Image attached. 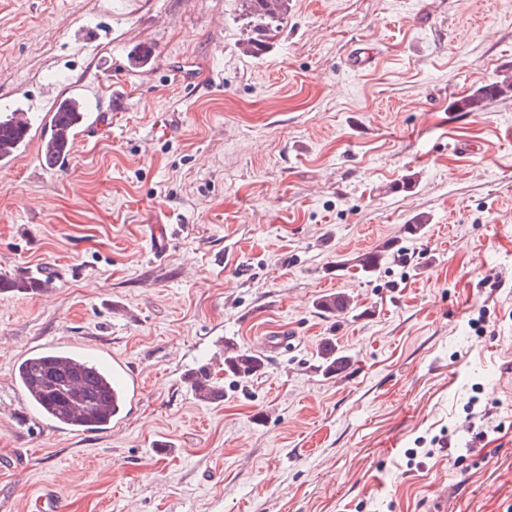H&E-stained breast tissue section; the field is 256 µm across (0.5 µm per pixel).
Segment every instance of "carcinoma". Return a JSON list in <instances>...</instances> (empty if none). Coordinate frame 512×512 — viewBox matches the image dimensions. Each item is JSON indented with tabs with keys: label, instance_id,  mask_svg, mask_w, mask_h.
<instances>
[{
	"label": "carcinoma",
	"instance_id": "1",
	"mask_svg": "<svg viewBox=\"0 0 512 512\" xmlns=\"http://www.w3.org/2000/svg\"><path fill=\"white\" fill-rule=\"evenodd\" d=\"M250 23L257 31L280 22L287 12L288 0H245ZM512 92V77L486 87L481 97H462L455 102L459 111L472 112L482 108L483 99L506 96ZM320 359L325 372H336V365L345 361L337 355L331 343L323 344ZM262 359L256 354L224 348V373L246 382L260 370ZM112 377V371L102 365L81 371L68 361L58 360L53 354L27 356L15 368V379L21 389H31L27 404L42 417L61 418L59 425L85 428L91 419H102L112 413V398L103 377ZM185 382L198 400H206L212 390L220 389L218 378L203 366L187 374Z\"/></svg>",
	"mask_w": 512,
	"mask_h": 512
}]
</instances>
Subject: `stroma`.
<instances>
[{"mask_svg": "<svg viewBox=\"0 0 512 512\" xmlns=\"http://www.w3.org/2000/svg\"><path fill=\"white\" fill-rule=\"evenodd\" d=\"M247 33L244 0H0V110L79 80L100 114L64 174L34 137L0 169V278L59 272L0 291V502L512 512V97L454 106L512 75V0H288L260 53ZM37 341L138 374L121 422L46 430L14 380ZM229 342L261 370L198 401L185 375Z\"/></svg>", "mask_w": 512, "mask_h": 512, "instance_id": "35a3bbf8", "label": "stroma"}]
</instances>
